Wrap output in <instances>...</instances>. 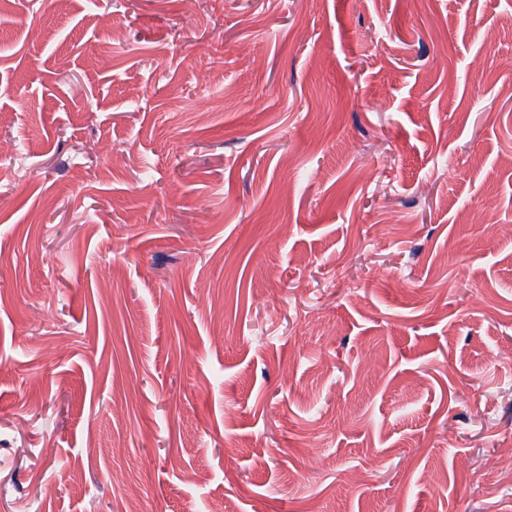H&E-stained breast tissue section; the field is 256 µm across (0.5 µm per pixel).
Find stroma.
I'll return each instance as SVG.
<instances>
[{
    "label": "stroma",
    "instance_id": "stroma-1",
    "mask_svg": "<svg viewBox=\"0 0 512 512\" xmlns=\"http://www.w3.org/2000/svg\"><path fill=\"white\" fill-rule=\"evenodd\" d=\"M502 224L512 0H9L0 512H512Z\"/></svg>",
    "mask_w": 512,
    "mask_h": 512
}]
</instances>
